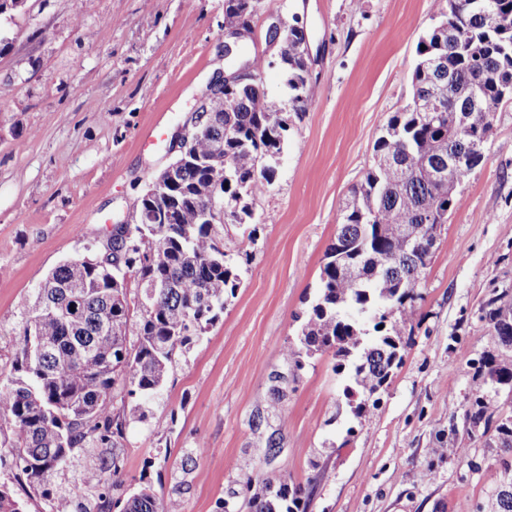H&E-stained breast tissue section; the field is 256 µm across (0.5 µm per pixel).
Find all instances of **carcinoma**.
<instances>
[{
  "instance_id": "carcinoma-1",
  "label": "carcinoma",
  "mask_w": 512,
  "mask_h": 512,
  "mask_svg": "<svg viewBox=\"0 0 512 512\" xmlns=\"http://www.w3.org/2000/svg\"><path fill=\"white\" fill-rule=\"evenodd\" d=\"M458 4L463 19L453 37L439 31L448 23L444 16L420 38L412 97L376 138L374 162L343 210L325 251L318 297L302 314L300 348H283L298 369L302 352L312 351L331 355L334 371H349L344 395L365 398L351 409L357 419L365 416L366 401L378 406L377 394L402 362L407 304L418 297L434 256L435 236L415 245L406 227L447 223L465 178L456 151L471 133L478 140L473 166L483 162L495 112L504 104L499 81L512 80V0ZM259 7L260 0H224L225 26H237ZM300 43L297 26H288V43L280 46L284 100L269 98L258 80L206 98L174 179L156 192L144 190L122 223L112 225V260H67L38 289L7 381L0 382V465L17 470L48 512L71 508L45 489L48 476L88 448L112 449L84 458L83 483L97 492V512L178 508L148 485L125 497L110 495L125 481L127 415L147 419L143 403L162 395L176 356L219 320L226 296L239 287L237 255L224 246V226L252 219V201L273 183V163L288 142V111L312 105ZM472 89L478 100L469 105ZM462 108L464 130L454 122ZM265 159L272 162L268 171L256 170ZM390 160L401 166L396 179L383 169ZM214 202L224 205L222 224L205 217ZM132 282L159 288L151 297L142 287L133 294ZM483 312L502 352L479 360L477 372L512 390V305L493 296ZM37 337L48 344L39 359L28 352ZM467 417L472 427L493 432L511 471L512 414L492 420L478 396ZM244 485L247 512H307L310 491L288 487L286 478L255 487L248 477ZM494 508L512 512V483L497 491ZM0 512H24L4 485Z\"/></svg>"
}]
</instances>
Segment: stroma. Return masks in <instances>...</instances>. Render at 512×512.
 Masks as SVG:
<instances>
[{
  "label": "stroma",
  "instance_id": "obj_1",
  "mask_svg": "<svg viewBox=\"0 0 512 512\" xmlns=\"http://www.w3.org/2000/svg\"><path fill=\"white\" fill-rule=\"evenodd\" d=\"M445 0H262L243 58L284 97L268 39L273 19L306 27L313 104L292 115L273 184L255 198L251 257L220 320L170 369L146 422L130 424L125 472L179 512L243 502L245 478L313 485L307 512H491L512 477L501 451L467 433L476 396L512 413L475 373L500 347L483 318L512 301V102L495 115L484 162L459 186L410 310L403 362L378 408L355 420L345 376L316 354L294 370L301 315L318 291L324 254L373 144L407 101L416 42ZM224 0H27L0 15V367L47 273L85 255L169 162L166 147L212 74L229 66ZM289 378L274 401L275 377ZM276 438L277 452L268 449ZM455 444V455L436 448ZM204 446L190 473L181 460Z\"/></svg>",
  "mask_w": 512,
  "mask_h": 512
}]
</instances>
